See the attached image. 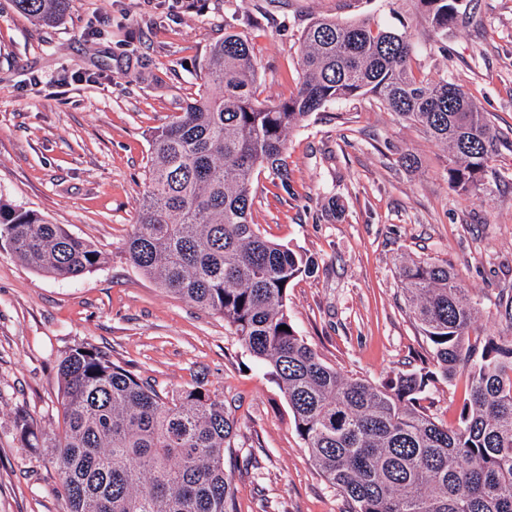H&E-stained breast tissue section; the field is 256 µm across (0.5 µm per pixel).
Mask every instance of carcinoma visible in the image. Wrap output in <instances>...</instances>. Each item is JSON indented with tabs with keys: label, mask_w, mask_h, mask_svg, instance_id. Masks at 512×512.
<instances>
[{
	"label": "carcinoma",
	"mask_w": 512,
	"mask_h": 512,
	"mask_svg": "<svg viewBox=\"0 0 512 512\" xmlns=\"http://www.w3.org/2000/svg\"><path fill=\"white\" fill-rule=\"evenodd\" d=\"M440 39L463 0H414ZM52 27L70 0H12ZM404 33L366 18H319L302 34V81L274 106L255 98L249 37L224 22L201 63L205 91L154 131L132 265L168 293L224 317L288 399L296 432L349 512H512V295L496 316L511 332L472 339L478 303L446 261L410 260L399 278L429 344L433 370L373 384L323 363L285 311L292 282L315 263L269 241L252 223L255 177L288 190V136L326 105L371 95L442 146L448 182L487 191L497 136L455 82L414 74ZM0 241L21 262L56 279L99 267L103 253L59 224L0 198ZM285 325L289 330H281ZM469 399L444 425L424 405L430 383L462 374ZM64 428L34 438L58 466L69 512H235L224 473L235 422L224 399L199 384L158 391L98 348L78 346L58 367Z\"/></svg>",
	"instance_id": "obj_1"
}]
</instances>
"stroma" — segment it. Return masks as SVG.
Here are the masks:
<instances>
[{
    "mask_svg": "<svg viewBox=\"0 0 512 512\" xmlns=\"http://www.w3.org/2000/svg\"><path fill=\"white\" fill-rule=\"evenodd\" d=\"M444 44L412 0H71L45 27L0 0V198L92 242L105 263L57 280L0 249V512H68L57 465L24 446L16 419L39 435L63 429L58 364L96 347L166 391L205 384L235 421L224 469L236 512H347L312 464L288 401L219 315L160 288L130 262L152 133L203 88L200 64L224 36L245 32L260 100L293 96L299 46L315 18H372L407 32L412 67L448 75L486 112L498 139L479 199L448 183L446 154L420 128L368 96L327 105L288 137L290 191L269 173L253 220L266 239L313 258L287 310L320 359L373 382L428 364L429 347L401 289L403 261L445 260L482 315L475 336L505 330L495 314L512 292V0H466ZM418 165L402 167L401 154ZM467 378L437 380L427 406L455 423Z\"/></svg>",
    "mask_w": 512,
    "mask_h": 512,
    "instance_id": "35a3bbf8",
    "label": "stroma"
}]
</instances>
